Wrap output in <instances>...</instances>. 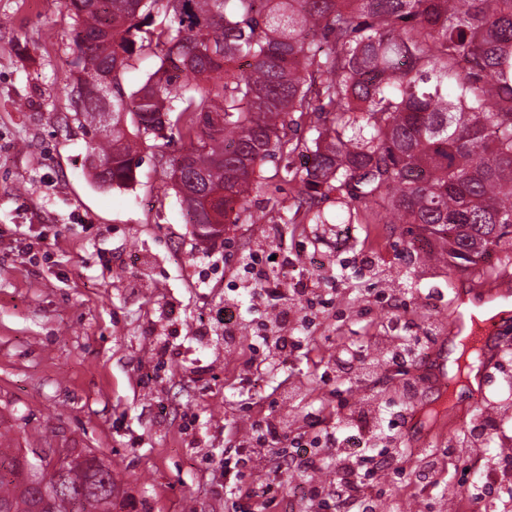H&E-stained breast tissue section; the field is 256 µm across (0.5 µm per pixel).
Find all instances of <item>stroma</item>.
I'll use <instances>...</instances> for the list:
<instances>
[{
    "label": "stroma",
    "instance_id": "obj_1",
    "mask_svg": "<svg viewBox=\"0 0 512 512\" xmlns=\"http://www.w3.org/2000/svg\"><path fill=\"white\" fill-rule=\"evenodd\" d=\"M71 26L63 0H0V436L98 456L116 479L114 512H325L336 469L278 470L290 441L258 444L236 477L225 459L275 419L294 431L316 413L312 438L376 426L342 347L373 351L389 313L405 335L441 342L455 289L476 299L512 291V277L457 273L419 255L410 225L349 224L332 200L325 223H287L292 189L271 162L252 194L274 201L268 222L225 225L206 243L156 150L141 149L133 188H99L62 89L75 69ZM253 251L277 253L285 288L314 284L295 298L297 342L271 370L260 342L271 314L243 310L230 351L216 316L254 287L242 267ZM395 437L404 456L368 450L371 498L385 512H458L448 481L468 489L469 457H446L413 498L420 449L444 450L449 435L401 426Z\"/></svg>",
    "mask_w": 512,
    "mask_h": 512
}]
</instances>
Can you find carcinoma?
<instances>
[{
  "label": "carcinoma",
  "instance_id": "cac0c4a2",
  "mask_svg": "<svg viewBox=\"0 0 512 512\" xmlns=\"http://www.w3.org/2000/svg\"><path fill=\"white\" fill-rule=\"evenodd\" d=\"M81 67L111 79L107 100L75 112L94 131L88 170L105 189L136 181L139 150L188 144L170 179L199 239L208 197L224 223L258 224L249 197L261 166L284 162L290 224H322L330 198L348 218L412 224L430 256L483 275L485 255L512 268V0H64ZM167 25L144 28L154 11ZM157 68L133 90L135 50ZM111 122L101 125L104 113ZM223 127H207L211 116ZM18 448H0V506L41 512ZM72 512H112L115 481L81 457L59 477Z\"/></svg>",
  "mask_w": 512,
  "mask_h": 512
}]
</instances>
